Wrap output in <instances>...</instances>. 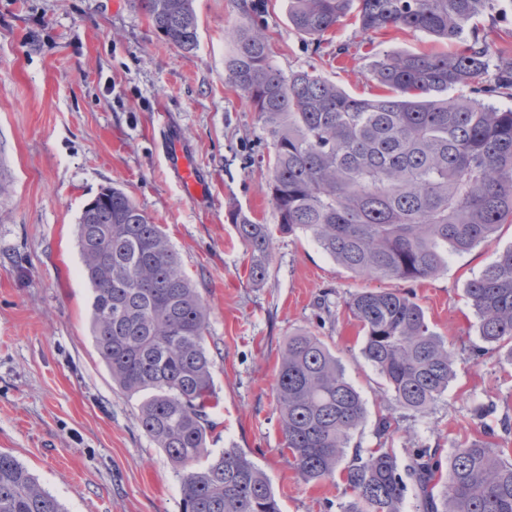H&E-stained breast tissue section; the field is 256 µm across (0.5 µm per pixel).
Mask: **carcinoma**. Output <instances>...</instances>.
<instances>
[{
  "instance_id": "carcinoma-1",
  "label": "carcinoma",
  "mask_w": 512,
  "mask_h": 512,
  "mask_svg": "<svg viewBox=\"0 0 512 512\" xmlns=\"http://www.w3.org/2000/svg\"><path fill=\"white\" fill-rule=\"evenodd\" d=\"M495 0H289L292 28L319 41L355 15L375 39L391 30L455 41L452 54H386L373 76L387 94L358 98L313 71L272 63L270 37L245 14L225 36V68L273 145L268 188L278 223L232 222L250 252V276L268 275L274 231L312 237L357 277L415 281L448 255L512 224V50L479 36ZM176 47L197 45L193 0H132ZM77 244L92 290L90 331L112 382L145 393L141 431L163 449L181 481L183 512H281L268 477L245 452L208 450L219 407L206 347L209 311L178 253L120 188L101 189L78 217ZM465 297L482 340L512 360V246L470 279ZM346 307L363 333L362 354L399 406L425 414L448 390L453 352L414 297L357 292ZM275 393L283 448L306 483L341 477V512H404L405 478L419 512H512V462L472 439L442 470L438 452L416 450L400 468L391 448L355 454L340 467L366 414L360 393L320 337L300 332L281 354ZM206 458V463L197 462ZM0 512H66L26 466L0 452Z\"/></svg>"
}]
</instances>
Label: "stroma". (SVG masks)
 Returning <instances> with one entry per match:
<instances>
[{
  "label": "stroma",
  "mask_w": 512,
  "mask_h": 512,
  "mask_svg": "<svg viewBox=\"0 0 512 512\" xmlns=\"http://www.w3.org/2000/svg\"><path fill=\"white\" fill-rule=\"evenodd\" d=\"M198 42L185 52L160 36L130 0H0V452L12 454L66 512H182L180 479L143 434L137 398L113 384L89 330L91 290L76 224L101 187L124 189L162 226L210 309L206 346L220 406L212 453L243 449L267 475L282 512H340L342 481L303 482L283 449L275 382L294 333L319 336L361 394L366 420L350 445L368 454L450 450L481 438L512 454V364L483 350L464 288L512 245V224L453 254L417 281L363 279L305 235H277L269 274L250 277L231 222L277 218L268 193L271 139L228 81L224 32L256 8L276 68L315 69L361 98L381 90L373 63L387 53L444 51L421 33L369 40L354 18L324 41L294 31L288 0H194ZM205 180L190 198L167 160L169 136ZM363 289L411 293L454 352L444 396L424 415L384 399L360 352L345 302ZM490 406L483 420L476 405ZM393 431L378 437L381 416Z\"/></svg>",
  "instance_id": "stroma-1"
}]
</instances>
